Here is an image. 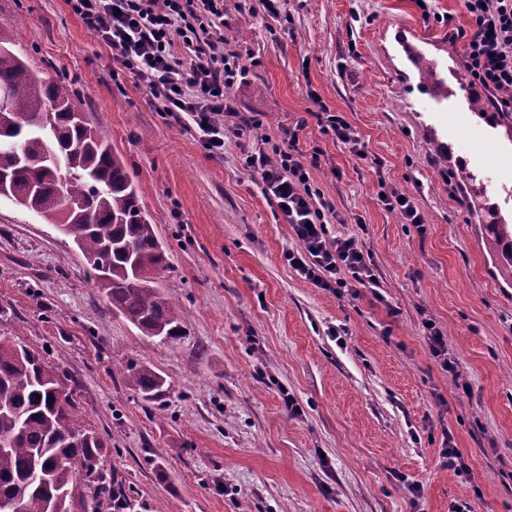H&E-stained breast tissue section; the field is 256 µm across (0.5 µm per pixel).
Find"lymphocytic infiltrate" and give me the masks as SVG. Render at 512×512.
<instances>
[{
    "label": "lymphocytic infiltrate",
    "mask_w": 512,
    "mask_h": 512,
    "mask_svg": "<svg viewBox=\"0 0 512 512\" xmlns=\"http://www.w3.org/2000/svg\"><path fill=\"white\" fill-rule=\"evenodd\" d=\"M472 27L464 67L500 112H512V0H460ZM71 11L141 81L156 111L195 131L211 156L224 154V121L238 112L228 91L242 72L240 54L224 35V0H67ZM299 130H285L246 157L262 192L298 240L285 259L321 288L376 284L352 237L331 236L336 217L311 179Z\"/></svg>",
    "instance_id": "f902f5d3"
}]
</instances>
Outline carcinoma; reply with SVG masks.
<instances>
[{"mask_svg":"<svg viewBox=\"0 0 512 512\" xmlns=\"http://www.w3.org/2000/svg\"><path fill=\"white\" fill-rule=\"evenodd\" d=\"M0 152L7 198L50 224H65L112 309L148 338L181 334L172 304L153 288L166 263L132 179L108 140L73 108L77 91L48 81L0 40ZM145 400L164 386L147 366L128 367ZM52 368L35 352L0 336V497L25 486L24 512H73L74 461H96L103 442L79 422L74 391L55 399ZM99 503L129 508L121 483L97 473L89 480Z\"/></svg>","mask_w":512,"mask_h":512,"instance_id":"carcinoma-1","label":"carcinoma"}]
</instances>
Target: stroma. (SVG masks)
Masks as SVG:
<instances>
[{"instance_id":"35a3bbf8","label":"stroma","mask_w":512,"mask_h":512,"mask_svg":"<svg viewBox=\"0 0 512 512\" xmlns=\"http://www.w3.org/2000/svg\"><path fill=\"white\" fill-rule=\"evenodd\" d=\"M400 25L446 40L462 63L459 0H282L277 17L224 0V35L245 62L229 94L247 125L219 158L155 111L66 0H0V37L73 84L167 251L155 286L183 332L163 341L113 311L72 239L0 200V336L66 379L132 512H512V281L485 242L490 199L463 186L470 142L435 149L410 107ZM322 106L367 160L323 133ZM300 121L338 214L330 231L362 244L378 287L319 288L284 259L293 230L245 158ZM394 189L422 225L382 204ZM428 320L455 373L432 356ZM133 364L164 378L156 401L130 384ZM449 439L468 474L443 458Z\"/></svg>"}]
</instances>
